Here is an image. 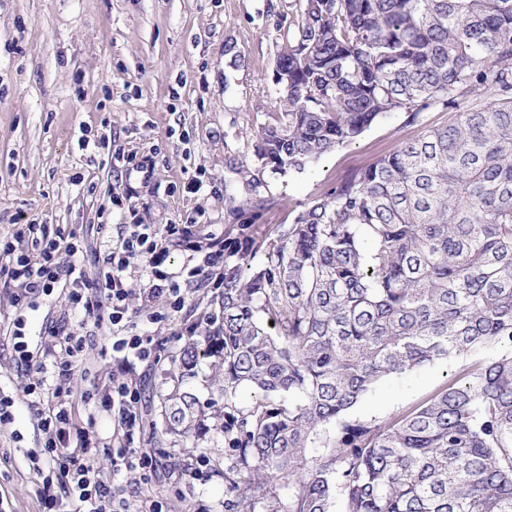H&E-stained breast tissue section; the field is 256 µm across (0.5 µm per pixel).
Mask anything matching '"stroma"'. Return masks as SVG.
Listing matches in <instances>:
<instances>
[{
  "label": "stroma",
  "mask_w": 512,
  "mask_h": 512,
  "mask_svg": "<svg viewBox=\"0 0 512 512\" xmlns=\"http://www.w3.org/2000/svg\"><path fill=\"white\" fill-rule=\"evenodd\" d=\"M293 0H0V237L21 225H46L51 236L78 238L82 264L94 273L100 253L123 224H186L194 243L223 236L239 206L261 195L272 206L263 221L285 224L296 205L321 194L349 170L392 152L422 125H443L434 108L422 125L393 113L357 140L323 155L304 173L264 172L251 185L239 166H253V146L279 111L272 80L285 43L278 28ZM213 294L207 281L188 285L173 321L139 323L160 342L155 362L129 365L101 358L108 338L88 341L66 379L52 386L69 394L72 417L112 438V417L80 399L112 377L141 381L144 402L161 390L162 375L182 341L175 328L195 325ZM11 291L0 286V386L15 400L14 420L0 426V506L5 512H42L44 483L28 456L45 433L27 407L26 375L14 361ZM30 336L52 342L47 320L78 327L62 290L25 314ZM462 359L441 360L384 379L355 409L382 424L441 387ZM141 450L159 470L138 483L113 475L112 456L94 466L129 512H147L152 500L168 512H224V483L199 458L172 465L150 430Z\"/></svg>",
  "instance_id": "obj_1"
}]
</instances>
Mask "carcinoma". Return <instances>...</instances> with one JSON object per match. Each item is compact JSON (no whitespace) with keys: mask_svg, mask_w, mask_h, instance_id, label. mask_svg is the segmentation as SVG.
Instances as JSON below:
<instances>
[{"mask_svg":"<svg viewBox=\"0 0 512 512\" xmlns=\"http://www.w3.org/2000/svg\"><path fill=\"white\" fill-rule=\"evenodd\" d=\"M295 5L261 169L301 173L394 112L453 113L289 224L243 204L201 339L163 373L160 442L224 433V512H512V0ZM456 356L420 405L356 417L381 379ZM202 357L220 405L192 389Z\"/></svg>","mask_w":512,"mask_h":512,"instance_id":"obj_1","label":"carcinoma"}]
</instances>
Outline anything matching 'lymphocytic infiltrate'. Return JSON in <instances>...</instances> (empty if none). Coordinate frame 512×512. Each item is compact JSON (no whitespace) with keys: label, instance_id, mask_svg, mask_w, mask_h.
I'll list each match as a JSON object with an SVG mask.
<instances>
[{"label":"lymphocytic infiltrate","instance_id":"obj_1","mask_svg":"<svg viewBox=\"0 0 512 512\" xmlns=\"http://www.w3.org/2000/svg\"><path fill=\"white\" fill-rule=\"evenodd\" d=\"M31 235L27 252L16 253L13 243L0 237V253L12 255L11 264L0 267V280L13 288L16 310L33 308L40 299H49L56 286H64L73 309L92 317L94 324L107 328L112 336V353L122 362H144L155 352V337L140 334L127 318L130 291L128 281L136 269L133 260H141L150 277L143 291L144 301L161 293L173 298V308L184 302L179 283L164 271L171 246L184 245L189 229L180 224H127L99 263L96 284H89L77 264L80 250L29 225ZM29 409L39 417L47 438L43 444V463L70 476L62 495L45 497L44 512H119L112 500L110 485L93 467L101 444L92 432L74 430L71 409L65 401L45 405L35 386H28ZM114 420L112 454L116 472L146 481L158 463L154 456L136 448L143 408V391L133 380L113 381L104 390L92 393Z\"/></svg>","mask_w":512,"mask_h":512}]
</instances>
